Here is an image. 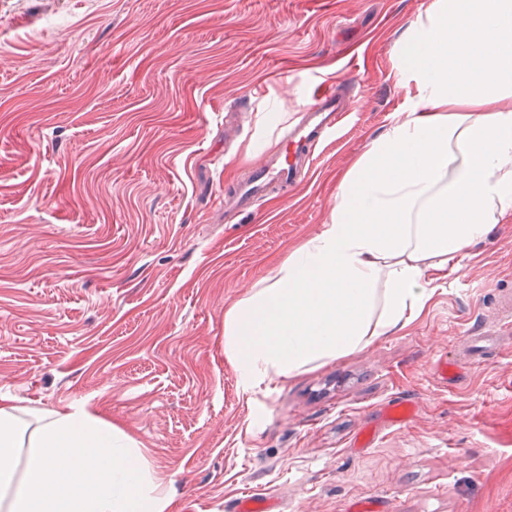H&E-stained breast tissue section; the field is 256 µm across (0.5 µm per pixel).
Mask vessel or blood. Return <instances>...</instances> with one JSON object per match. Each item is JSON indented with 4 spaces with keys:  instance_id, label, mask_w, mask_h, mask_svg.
<instances>
[{
    "instance_id": "b4317fda",
    "label": "vessel or blood",
    "mask_w": 512,
    "mask_h": 512,
    "mask_svg": "<svg viewBox=\"0 0 512 512\" xmlns=\"http://www.w3.org/2000/svg\"><path fill=\"white\" fill-rule=\"evenodd\" d=\"M339 108L335 93L307 102L302 119L279 136V149L263 158L242 183L224 193V216L250 211L266 194L296 190L309 176L318 149L336 135Z\"/></svg>"
}]
</instances>
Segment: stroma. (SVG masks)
Instances as JSON below:
<instances>
[{
  "instance_id": "35a3bbf8",
  "label": "stroma",
  "mask_w": 512,
  "mask_h": 512,
  "mask_svg": "<svg viewBox=\"0 0 512 512\" xmlns=\"http://www.w3.org/2000/svg\"><path fill=\"white\" fill-rule=\"evenodd\" d=\"M423 2L0 0V406L87 405L171 512H512V335L470 339L512 317V219L394 335L248 395L224 357L226 309L322 231L403 105L392 47ZM329 88L349 110L308 180L225 221V189ZM397 398L413 418L385 425Z\"/></svg>"
}]
</instances>
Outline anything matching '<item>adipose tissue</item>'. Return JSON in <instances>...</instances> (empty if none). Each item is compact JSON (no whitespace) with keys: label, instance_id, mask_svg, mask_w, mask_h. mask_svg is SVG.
<instances>
[{"label":"adipose tissue","instance_id":"ef3b65f1","mask_svg":"<svg viewBox=\"0 0 512 512\" xmlns=\"http://www.w3.org/2000/svg\"><path fill=\"white\" fill-rule=\"evenodd\" d=\"M405 103L323 230L224 314L247 393L408 325L432 272L512 218V0H428L394 44ZM145 449L83 410L0 406V512H170Z\"/></svg>","mask_w":512,"mask_h":512}]
</instances>
